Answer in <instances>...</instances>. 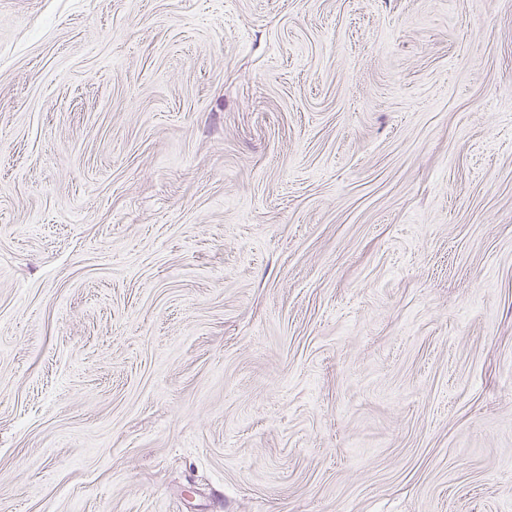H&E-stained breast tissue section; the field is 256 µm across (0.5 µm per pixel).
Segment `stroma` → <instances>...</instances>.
I'll list each match as a JSON object with an SVG mask.
<instances>
[{"mask_svg":"<svg viewBox=\"0 0 512 512\" xmlns=\"http://www.w3.org/2000/svg\"><path fill=\"white\" fill-rule=\"evenodd\" d=\"M0 512H512V0H0Z\"/></svg>","mask_w":512,"mask_h":512,"instance_id":"stroma-1","label":"stroma"}]
</instances>
